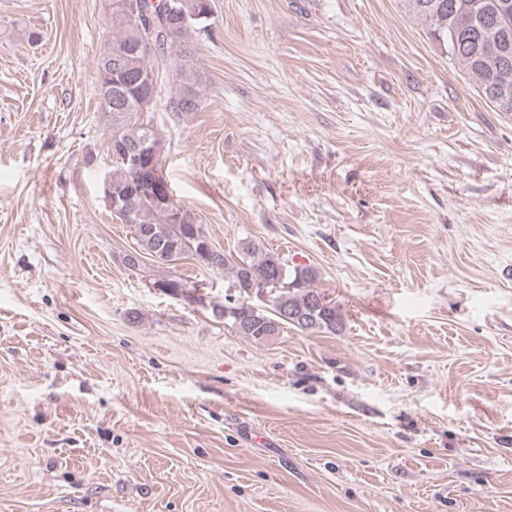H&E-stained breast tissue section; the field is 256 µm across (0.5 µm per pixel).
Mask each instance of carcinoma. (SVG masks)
I'll return each mask as SVG.
<instances>
[{
	"label": "carcinoma",
	"instance_id": "1",
	"mask_svg": "<svg viewBox=\"0 0 512 512\" xmlns=\"http://www.w3.org/2000/svg\"><path fill=\"white\" fill-rule=\"evenodd\" d=\"M109 0L112 28L97 60L99 90L112 89V100L125 106L127 117L117 120L111 108H101L110 140L145 148V164L163 161L165 140L153 114L162 102V88L169 87L167 107L172 112H197L202 108V75L189 48L192 34L212 16L211 0H158L170 5L165 26L154 44L143 43L137 22L122 6ZM408 13L422 19L429 35L448 49L451 59L471 76L480 94L498 112H512V0H403ZM112 199L127 206L114 215L133 228L136 245L154 262L166 266L193 258L205 266L224 268L232 274L238 299L227 296L217 315L233 330L257 344L265 343L286 328L300 332L334 334L344 321L336 304L315 287L312 267L288 269L275 252L245 238L234 252L207 247L201 225L183 206L139 195L135 173L115 162L110 171ZM279 281L268 304H253L247 287L252 277ZM154 286L192 301L190 289L178 279H160Z\"/></svg>",
	"mask_w": 512,
	"mask_h": 512
}]
</instances>
